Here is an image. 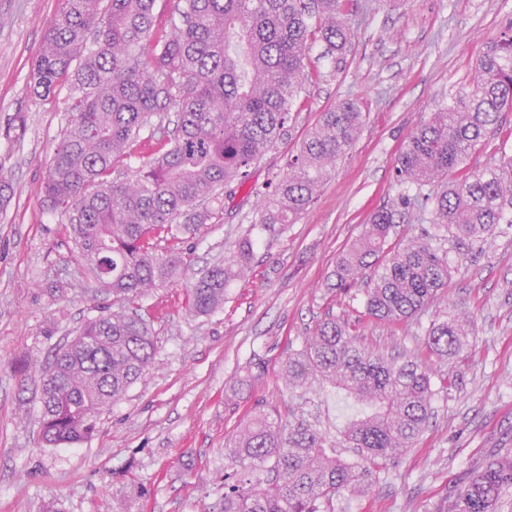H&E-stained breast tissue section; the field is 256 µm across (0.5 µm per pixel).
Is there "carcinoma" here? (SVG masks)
Segmentation results:
<instances>
[{
	"label": "carcinoma",
	"mask_w": 512,
	"mask_h": 512,
	"mask_svg": "<svg viewBox=\"0 0 512 512\" xmlns=\"http://www.w3.org/2000/svg\"><path fill=\"white\" fill-rule=\"evenodd\" d=\"M157 0H63L28 78L35 97L71 82L73 118L43 186L47 208L61 216L77 249L81 278L125 306L97 308L74 338L42 367L23 358V375H51L39 386V437L51 447L92 437L100 413L122 400L153 368L157 346L132 307L191 264L190 253L159 251L154 240L193 237L222 205L224 189L250 181L251 169L285 134L309 80L305 60L321 41L343 51L352 37L346 0H175L157 21ZM93 45L83 64L78 53ZM175 114L173 127L162 113ZM512 112V25L476 62L472 82L409 135L398 156L400 192L377 210L361 238L336 263V287L365 284L373 318L398 325L426 311L448 287V252L482 248L499 224L512 223V156L485 169L470 154L500 131ZM363 112L345 99L323 113L283 175L257 196L253 228L273 235L293 224L320 183L357 139ZM157 157L112 178L143 133ZM432 215L429 227L390 250L409 210ZM253 239L241 238L200 273L187 293L191 315L224 305L226 288L245 276ZM473 327L439 311L419 352L387 357L364 348L347 324L320 321L305 346L288 353L281 372L293 386L318 376L363 403L342 441L359 460L336 454L312 425H284L254 407L227 454L224 512H331L334 497L372 484L386 461L412 447L433 414L434 384L425 359L453 356ZM512 492V452L494 451L448 491L432 512H498Z\"/></svg>",
	"instance_id": "1"
}]
</instances>
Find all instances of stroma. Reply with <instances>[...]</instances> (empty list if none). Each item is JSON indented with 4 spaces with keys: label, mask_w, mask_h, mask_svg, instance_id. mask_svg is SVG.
<instances>
[{
    "label": "stroma",
    "mask_w": 512,
    "mask_h": 512,
    "mask_svg": "<svg viewBox=\"0 0 512 512\" xmlns=\"http://www.w3.org/2000/svg\"><path fill=\"white\" fill-rule=\"evenodd\" d=\"M62 0H0V512H222L233 469L225 441L245 411L302 418L339 439L361 407L319 381L289 389L281 365L316 324H348L368 349L417 351L432 314L392 327L371 319L360 287H334L338 257L372 212L399 193L395 162L410 132L473 76L487 43L512 23V0H350L352 40L342 57L321 42L308 51L305 83L286 134L267 151L250 186L188 240L190 266L138 302L156 338L155 365L100 415L87 441L50 448L38 441V406L15 365L49 361L75 336L100 298L80 286L81 262L42 185L72 118L68 84L31 96V63ZM358 100L360 134L322 184L315 203L275 236L253 234L252 271L206 318L186 309L187 286L255 220L250 187L288 170L309 130L339 101ZM26 115L16 131L14 118ZM452 281L437 307L474 326L459 355L428 357L436 383L428 428L388 461L374 485L334 500L335 512H430L448 486L496 448H512V224L497 225L482 251L450 252ZM58 287L56 295L42 282ZM262 371H253L254 362Z\"/></svg>",
    "instance_id": "35a3bbf8"
}]
</instances>
